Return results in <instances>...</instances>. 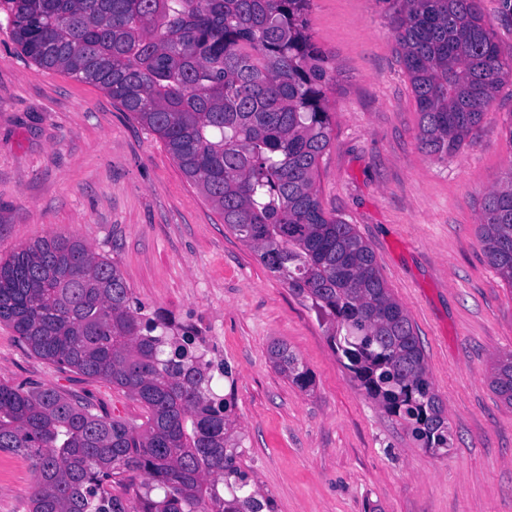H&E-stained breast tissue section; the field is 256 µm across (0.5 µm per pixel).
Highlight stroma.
I'll return each mask as SVG.
<instances>
[{"label": "stroma", "mask_w": 512, "mask_h": 512, "mask_svg": "<svg viewBox=\"0 0 512 512\" xmlns=\"http://www.w3.org/2000/svg\"><path fill=\"white\" fill-rule=\"evenodd\" d=\"M328 57L331 142L316 188L326 212L372 248L423 346L448 445L422 447L369 398L326 328L227 229L164 143L90 83L37 66L0 25V259L71 235L115 259L146 311L224 339L242 448L238 463L276 512H512V406L490 384L512 352V286L478 234L482 203L512 167V80L473 142L440 161L419 114L388 0H311ZM280 342L314 376L274 369ZM0 381L76 393L142 423L141 405L30 354L0 324ZM30 462L0 452V512H28Z\"/></svg>", "instance_id": "1"}]
</instances>
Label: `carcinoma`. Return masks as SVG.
<instances>
[{"label":"carcinoma","mask_w":512,"mask_h":512,"mask_svg":"<svg viewBox=\"0 0 512 512\" xmlns=\"http://www.w3.org/2000/svg\"><path fill=\"white\" fill-rule=\"evenodd\" d=\"M311 0H0L35 64L92 83L157 135L225 226L326 324L333 351L366 394L429 449L448 447L416 329L375 254L326 212L315 177L330 142L327 58ZM400 61L419 112L421 149L441 159L480 127L505 78L480 0H390ZM480 238L512 286V175L486 196ZM134 302L117 262L64 235L0 261V323L36 356L103 379L144 409L136 424L78 394L0 382V452L35 482L29 512H275L237 462L234 392L195 328ZM273 367L299 388L310 371L284 344ZM491 386L512 405V353ZM145 475L131 501L105 486ZM224 485L230 498H222Z\"/></svg>","instance_id":"cac0c4a2"}]
</instances>
